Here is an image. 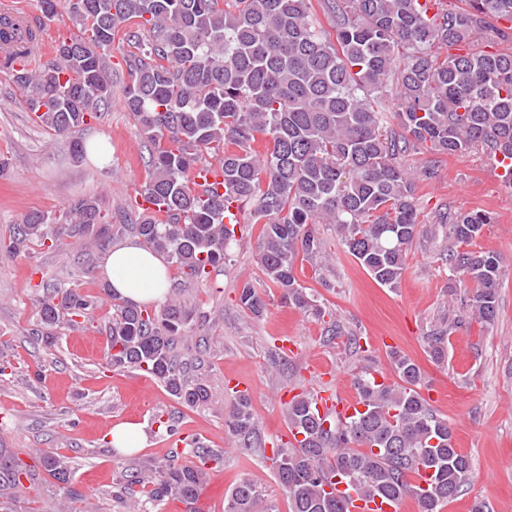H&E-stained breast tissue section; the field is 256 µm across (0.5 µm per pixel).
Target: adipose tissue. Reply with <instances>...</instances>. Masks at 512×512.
<instances>
[{"instance_id": "ef3b65f1", "label": "adipose tissue", "mask_w": 512, "mask_h": 512, "mask_svg": "<svg viewBox=\"0 0 512 512\" xmlns=\"http://www.w3.org/2000/svg\"><path fill=\"white\" fill-rule=\"evenodd\" d=\"M105 273L114 294L137 304H161L168 285L167 264L160 254L128 242L105 259Z\"/></svg>"}]
</instances>
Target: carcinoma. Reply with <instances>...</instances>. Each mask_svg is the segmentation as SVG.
Masks as SVG:
<instances>
[{"label":"carcinoma","mask_w":512,"mask_h":512,"mask_svg":"<svg viewBox=\"0 0 512 512\" xmlns=\"http://www.w3.org/2000/svg\"><path fill=\"white\" fill-rule=\"evenodd\" d=\"M466 7L428 16L420 0H318L334 34L313 18L312 0H40L44 17L66 15L75 33L56 42V61L42 70L9 72V81L38 126L69 136L112 107V44L134 47L125 58L129 83L123 105L150 145V177L141 209L128 228L166 255L184 276L202 282L241 244L224 224L229 201L249 208L243 227L259 224L258 262L285 303L319 317L322 308L296 271L320 263L329 224L338 243L380 285L397 288L423 224L413 174L403 158L428 148L455 155L485 148L512 160V50L475 48L478 35L512 22V0H463ZM35 30L0 12V50L12 60L34 54ZM390 98L394 107L386 105ZM263 144L264 150L255 149ZM216 167L224 192L201 191L195 171ZM491 216L460 212L442 225L452 246L441 260L476 287L471 311L490 324L502 278L494 252L457 245L476 238ZM97 199H76L57 217L27 214L8 250L33 242L61 250L65 239L109 228ZM239 305L253 316L266 310L263 294L243 283ZM97 298L56 288L40 302L41 334L60 325L90 323ZM189 317L173 299L151 312L116 304L106 327L107 367L144 371L189 408L209 403L201 373H190L182 349ZM448 330L427 336L441 362ZM398 381L361 376L355 386L364 411L346 421L319 414L302 392L286 405V420L303 440L272 443L271 461L288 495L289 512H349L336 494L341 480L366 498L400 502L409 477L424 471L414 491L419 512H440L470 483L472 463L456 448L453 427L419 393L422 371L392 353ZM224 425L240 448L265 452L247 395L232 393ZM191 460L121 475L124 508L177 498L191 506L206 479L211 450L186 445ZM73 502L70 459L43 455L23 461L0 448V509L38 491L40 472ZM224 512H276L259 488L242 480L224 498Z\"/></svg>","instance_id":"obj_1"}]
</instances>
